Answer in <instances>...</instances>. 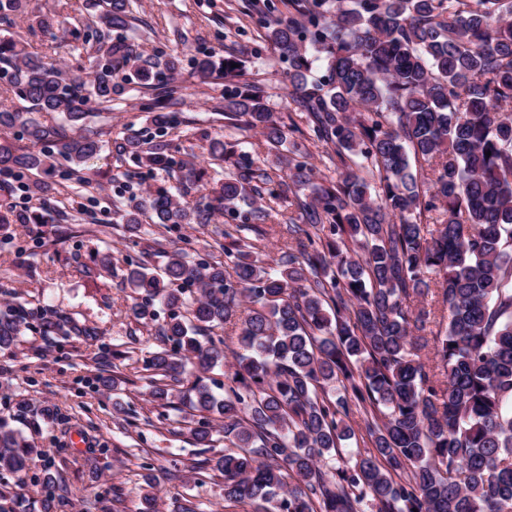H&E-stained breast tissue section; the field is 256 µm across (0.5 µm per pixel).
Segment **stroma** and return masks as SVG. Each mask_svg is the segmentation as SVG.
<instances>
[{
	"instance_id": "1",
	"label": "stroma",
	"mask_w": 512,
	"mask_h": 512,
	"mask_svg": "<svg viewBox=\"0 0 512 512\" xmlns=\"http://www.w3.org/2000/svg\"><path fill=\"white\" fill-rule=\"evenodd\" d=\"M136 20L124 36L141 59L162 63L176 57L189 64L208 52L221 59L238 58L248 81L259 82L266 104L281 119L299 120L288 96L286 65L263 40L253 15L254 0H131ZM93 13L89 0H30L25 16L9 15L0 22V37L27 41L33 54L80 74L84 50L75 33ZM47 14L57 22L53 38L31 31L30 18ZM183 105L169 141L179 147V165L172 171L140 174L132 158L115 145L128 135L153 136L152 93L128 85L108 112L87 102L81 131L98 135L102 149L89 166L96 182L94 195L77 185H60L45 176V198L60 213L55 224H4L0 238L12 239L0 250V307L52 306L78 324L97 327V341L77 337L48 338L27 334L11 349L0 351V384L7 399H0V419L25 436L33 448L25 478L1 473L0 484L23 497L24 512H43L44 492L36 476L51 470L61 486L56 512H139L144 494L157 500L158 512H180L193 501L197 512H220L224 504V477L214 468L224 454V421L212 418V447L196 446L190 434L196 419L159 406L149 394L143 366L151 352L165 346L157 323L135 320L132 300L124 284L127 258L139 257L142 245L159 238L166 246L186 248L195 258L223 257L224 230L233 218L212 212L207 223L184 224L168 230L144 222L138 230L113 221L112 201L125 187L147 195L159 186L173 187L201 161L198 145L203 134H222L225 140L245 143L257 166L286 175L277 157L287 154L297 135H290L279 151L268 149L255 129L230 124L221 109L224 82L202 84L181 76ZM255 207L269 212L250 239L254 254L268 261L278 257L288 241V224L299 212L289 200L262 195ZM111 253L112 271L86 280L72 270L74 260ZM116 377L118 391L95 387L97 374ZM24 400L28 409H16ZM52 407L58 418L45 424L38 415ZM79 432L82 447H72L70 435ZM210 466L205 482H197L194 464Z\"/></svg>"
}]
</instances>
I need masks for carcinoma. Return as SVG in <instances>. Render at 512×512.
I'll return each mask as SVG.
<instances>
[{"mask_svg":"<svg viewBox=\"0 0 512 512\" xmlns=\"http://www.w3.org/2000/svg\"><path fill=\"white\" fill-rule=\"evenodd\" d=\"M91 2L98 11L83 33L91 87L15 39H0V76L34 111L60 113L75 127L88 97L112 110L134 72L155 91V137H130L117 150L143 169L170 170L178 161L165 136L183 100L162 72L139 64L132 44L112 38L132 27L129 0ZM259 14L265 40L288 63V95L308 139L325 148L336 181L315 183L297 144L283 158L288 180L276 182L243 143L207 136L203 161L230 159L234 170L196 208L173 202L164 186L112 203L116 223L131 226L144 214L166 229L197 224L219 209L241 219L224 233L222 261L174 246L160 250L158 270L147 252L128 262L133 316L151 320L158 304L170 311L161 336L171 348L145 360L151 398L199 413L192 435L203 447L212 441L210 416L224 418L230 448L217 468L226 508L361 512L368 501L376 512H512V113L502 111L512 103V0H288L286 18L269 4ZM238 63L204 53L192 76L223 78L224 118L283 145L285 125L260 84L241 83ZM18 124L37 150L0 140V191L18 182L39 204H0V224H48L42 183L21 176L58 153L69 163L61 179L89 193L85 164L100 146L0 105V127ZM413 159L428 169L413 172ZM273 182V198L291 184L310 200L299 203L302 223L288 226L292 242L265 262L241 233L266 214L238 204ZM433 211L441 224L429 230L422 218ZM107 270L104 258L74 266L86 278ZM433 287L442 306L433 336L440 381L414 336L427 313L413 303ZM244 301L237 335L213 337ZM28 330L98 338L97 328L45 307L0 309V350ZM233 345L219 397L203 374ZM354 410L367 442L345 458ZM31 452L0 422V472H25ZM332 456L342 464L323 469ZM36 481L49 512L54 478Z\"/></svg>","mask_w":512,"mask_h":512,"instance_id":"carcinoma-1","label":"carcinoma"}]
</instances>
